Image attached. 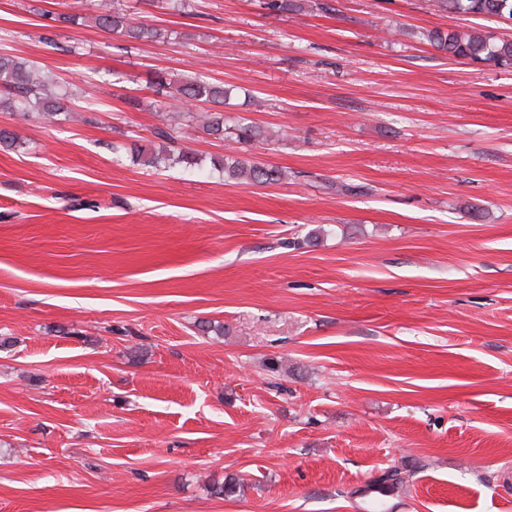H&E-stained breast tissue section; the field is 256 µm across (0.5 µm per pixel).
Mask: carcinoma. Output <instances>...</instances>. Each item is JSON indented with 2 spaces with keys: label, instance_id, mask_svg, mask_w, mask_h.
Here are the masks:
<instances>
[{
  "label": "carcinoma",
  "instance_id": "obj_1",
  "mask_svg": "<svg viewBox=\"0 0 512 512\" xmlns=\"http://www.w3.org/2000/svg\"><path fill=\"white\" fill-rule=\"evenodd\" d=\"M437 3L448 13L512 20V0H437ZM270 7L278 12L298 13L305 9V3L304 0H270ZM92 20L105 31L120 33L134 40L155 41L162 36L161 30L150 25L129 23L126 14L116 11L109 3L102 4ZM423 37L450 58L466 59L473 64L512 65V40L501 39L487 32L431 30L423 34ZM50 82L51 77L40 73L30 60L12 54H0V85L12 91L4 108L24 113L37 112L49 119L67 111L62 99L50 92ZM160 86L166 89L169 96L187 105L206 102L222 106L233 93V86L213 82L203 75L177 83L162 82ZM203 130L218 139L230 132L240 144H249L263 137L259 127L244 122L238 123L231 130L225 128L224 114L219 112L209 114ZM136 159L140 164L155 169L167 166L171 160L185 167L197 165L196 154L188 148L179 150L174 158L165 147L157 152L139 151ZM216 167L224 180L237 184H272L283 177L282 170L242 156L226 157L217 162ZM405 480L404 469L392 466L361 489V494L365 497H385Z\"/></svg>",
  "mask_w": 512,
  "mask_h": 512
}]
</instances>
